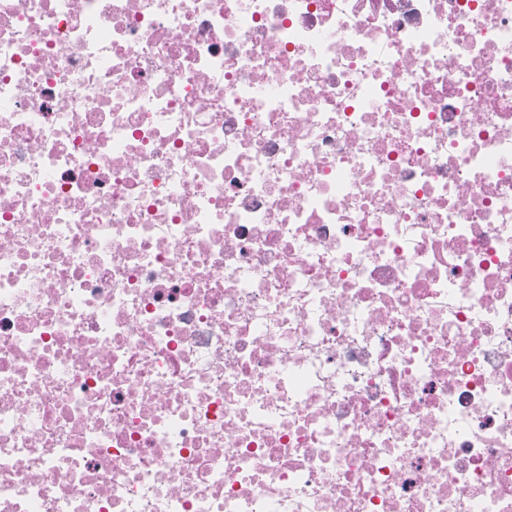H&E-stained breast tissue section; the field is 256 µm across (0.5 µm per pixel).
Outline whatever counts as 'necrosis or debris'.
I'll return each mask as SVG.
<instances>
[{
    "label": "necrosis or debris",
    "instance_id": "4bbe7bcc",
    "mask_svg": "<svg viewBox=\"0 0 512 512\" xmlns=\"http://www.w3.org/2000/svg\"><path fill=\"white\" fill-rule=\"evenodd\" d=\"M0 512H512V0H0Z\"/></svg>",
    "mask_w": 512,
    "mask_h": 512
}]
</instances>
